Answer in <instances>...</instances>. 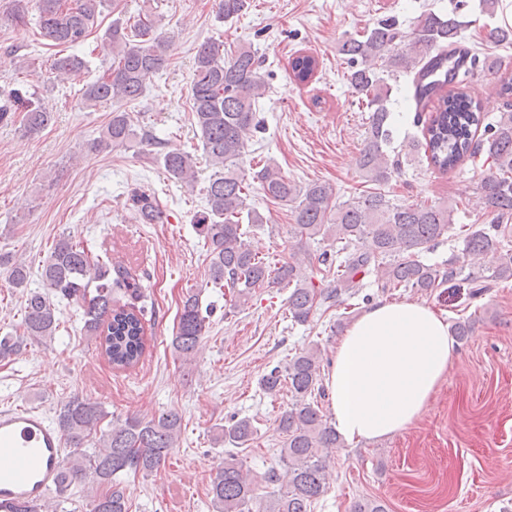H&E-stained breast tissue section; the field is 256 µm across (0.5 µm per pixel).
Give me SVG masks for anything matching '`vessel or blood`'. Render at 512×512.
<instances>
[{
    "instance_id": "b4317fda",
    "label": "vessel or blood",
    "mask_w": 512,
    "mask_h": 512,
    "mask_svg": "<svg viewBox=\"0 0 512 512\" xmlns=\"http://www.w3.org/2000/svg\"><path fill=\"white\" fill-rule=\"evenodd\" d=\"M0 453L13 458L0 471V506L23 503L33 512H48L63 462L60 432L37 410H0Z\"/></svg>"
}]
</instances>
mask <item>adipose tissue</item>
<instances>
[{"label": "adipose tissue", "mask_w": 512, "mask_h": 512, "mask_svg": "<svg viewBox=\"0 0 512 512\" xmlns=\"http://www.w3.org/2000/svg\"><path fill=\"white\" fill-rule=\"evenodd\" d=\"M456 354L436 310L414 301L375 303L336 346L327 387L337 432L361 442L403 431L427 409Z\"/></svg>", "instance_id": "1"}]
</instances>
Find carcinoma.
<instances>
[{"label":"carcinoma","mask_w":512,"mask_h":512,"mask_svg":"<svg viewBox=\"0 0 512 512\" xmlns=\"http://www.w3.org/2000/svg\"><path fill=\"white\" fill-rule=\"evenodd\" d=\"M39 14L41 36L53 46L75 47L85 40L105 0H13L11 20L26 23L29 5ZM247 0H218V17L228 22L244 10ZM157 21L146 14L125 33L120 21L112 22L104 49L111 62L102 77L83 86L84 101L112 103L102 135L93 142L100 148L130 150L153 145V137L138 132L130 113L121 109L137 101L143 81L162 69L171 44L156 30ZM460 7L446 14H420L412 31H405L393 17L343 38L338 52L347 60L346 80L355 93L366 98L371 112L367 136L358 167L364 181L374 188L345 201H335L332 189L321 182L301 187L271 164L248 176L243 168L249 131L261 129L256 104L266 90L260 56L252 46L240 45L224 57L220 44H202L195 55L190 101L194 123L206 161L213 168L206 189L207 208L193 217L194 228L204 240L209 260L210 283L226 288L236 302L248 301L257 288H287L288 315L297 324L308 323L315 312L341 307L353 298L369 300L362 294L363 277L373 274L381 290L412 289L428 294L459 279L478 295L493 284L512 281V245L507 238L512 223V103L492 122H484L480 103L465 91L445 92L460 76L479 63L492 73L501 70L503 59L481 57L478 45H465ZM486 40L512 46V27L500 26L486 32ZM319 67L310 54L292 58L293 77L300 83L311 80ZM86 68L75 54L54 58L51 69L61 80L75 79ZM412 75L408 99L416 109L435 105L436 112L423 126V140L404 142L390 153L393 139L391 105L395 86L389 80L400 74ZM41 106L24 107V122L33 134L50 121ZM486 137L474 140L479 127ZM156 152L164 171L191 187L196 181L193 155L178 149ZM435 169L446 173L467 157L486 155L492 172L480 179L478 188L490 222L479 228L455 227L457 204H398L381 192V186L398 175L405 162L419 153ZM256 182L264 195L274 201L293 202L294 223L288 234L303 239L321 237L332 242L316 263L322 265V283L315 284L307 270L312 258L291 256L278 267L254 253L247 243L243 223L261 224L263 216L248 203L250 184ZM130 201L148 224L162 219L155 201L135 192ZM462 239L461 262L448 266L427 264L420 259L424 249L443 237ZM490 252L500 253L493 268L482 265ZM0 267L16 288L27 283L24 263L8 254L0 255ZM40 277L47 291H32L24 300L23 334L0 336V360L21 351L29 339H50L59 323L55 293L82 309L85 335L94 339L116 369L136 366L146 349L144 308L133 304L141 297L142 285L120 262L93 254L83 242L69 235L59 237L41 266ZM131 299L116 304L115 295ZM207 332L199 295L182 301L171 339L173 353L182 364L194 361ZM323 356L317 346L296 353L286 369L272 367L259 380L261 389L278 394L288 387L290 400L278 419L277 430L285 441L280 451L282 467L268 468L262 480L269 495L257 493L238 456L227 452L210 480L208 495L215 512H311V506L327 492V469L333 449L341 447L340 437L328 423L321 406L326 397L322 383ZM182 415L169 409L150 418L131 414L110 420L102 404L75 397L57 414L56 424L69 447L59 472L56 492L64 494L76 482L89 484L87 512H129L126 490L120 476L159 469L176 448L182 433ZM257 435L248 418L215 428L216 444L245 445Z\"/></svg>","instance_id":"carcinoma-1"}]
</instances>
